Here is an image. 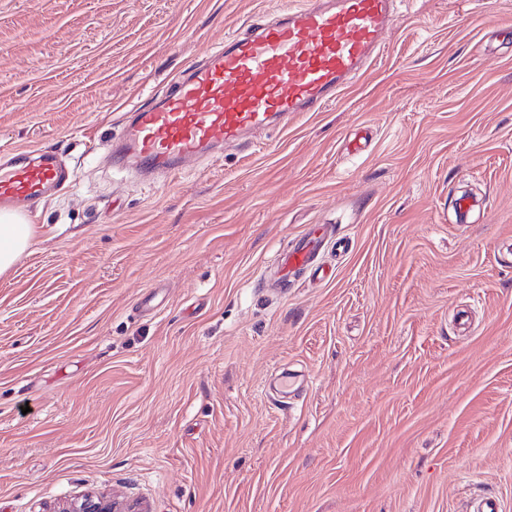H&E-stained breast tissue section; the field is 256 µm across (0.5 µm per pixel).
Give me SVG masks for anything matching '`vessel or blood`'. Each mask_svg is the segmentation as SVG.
Returning a JSON list of instances; mask_svg holds the SVG:
<instances>
[{
	"mask_svg": "<svg viewBox=\"0 0 512 512\" xmlns=\"http://www.w3.org/2000/svg\"><path fill=\"white\" fill-rule=\"evenodd\" d=\"M396 0H307L259 16L187 68L151 108L111 139L112 160L158 180L205 156L241 146L250 133L287 126L297 113L334 102L370 66L398 23ZM71 171L48 151L16 150L0 163V208L26 211L63 188ZM334 229L311 226L280 257L279 282L317 276Z\"/></svg>",
	"mask_w": 512,
	"mask_h": 512,
	"instance_id": "1",
	"label": "vessel or blood"
}]
</instances>
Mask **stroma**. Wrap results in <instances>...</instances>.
Listing matches in <instances>:
<instances>
[{"label":"stroma","instance_id":"stroma-1","mask_svg":"<svg viewBox=\"0 0 512 512\" xmlns=\"http://www.w3.org/2000/svg\"><path fill=\"white\" fill-rule=\"evenodd\" d=\"M302 2L0 0V151L73 171L0 275V512H512V0H397L323 111L112 167L130 112ZM311 224L344 250L275 286ZM58 512H139L143 511L132 504L120 502L118 500L106 499L103 496H96L92 493H86L76 497Z\"/></svg>","mask_w":512,"mask_h":512}]
</instances>
